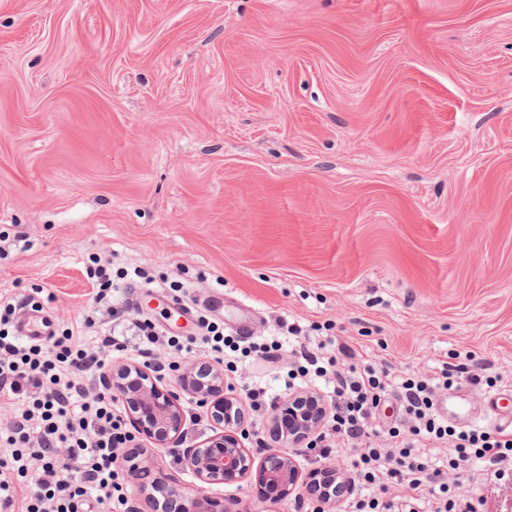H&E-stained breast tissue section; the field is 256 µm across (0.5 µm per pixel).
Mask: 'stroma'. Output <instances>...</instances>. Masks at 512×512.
Wrapping results in <instances>:
<instances>
[{
    "label": "stroma",
    "instance_id": "1",
    "mask_svg": "<svg viewBox=\"0 0 512 512\" xmlns=\"http://www.w3.org/2000/svg\"><path fill=\"white\" fill-rule=\"evenodd\" d=\"M0 233V296L91 349L99 327L152 321L165 385L211 361L166 343L200 338L199 318L279 342L281 360L225 374L265 392L248 447L301 343L453 371L492 428L486 399L512 395V0H0ZM96 257L153 282L115 280L99 310ZM119 466L135 512L156 477L197 486L139 433ZM460 492L512 512V470L468 466Z\"/></svg>",
    "mask_w": 512,
    "mask_h": 512
}]
</instances>
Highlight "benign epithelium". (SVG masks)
I'll return each instance as SVG.
<instances>
[{
  "instance_id": "obj_1",
  "label": "benign epithelium",
  "mask_w": 512,
  "mask_h": 512,
  "mask_svg": "<svg viewBox=\"0 0 512 512\" xmlns=\"http://www.w3.org/2000/svg\"><path fill=\"white\" fill-rule=\"evenodd\" d=\"M101 381L121 400L132 426L157 448H179L186 468L200 482L193 495H185L177 484L156 478L166 492L163 512L176 505V512H242L236 498H216L207 486L255 481L262 497L278 502L302 486L312 498L314 512H335L350 489V480L334 469L321 472L322 484L339 481L332 493L317 489L316 478L302 483V473L288 452L303 445L312 447L329 414L324 398L314 391L291 394L272 408L267 420L264 452L255 453L243 439L245 416L239 398L225 382L224 372L206 363L185 366L173 387L161 385L151 369L122 364L103 372ZM196 399L210 422L212 435L185 445L187 414L181 395Z\"/></svg>"
}]
</instances>
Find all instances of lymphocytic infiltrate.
I'll list each match as a JSON object with an SVG mask.
<instances>
[{"label": "lymphocytic infiltrate", "instance_id": "1", "mask_svg": "<svg viewBox=\"0 0 512 512\" xmlns=\"http://www.w3.org/2000/svg\"><path fill=\"white\" fill-rule=\"evenodd\" d=\"M16 311L13 303L0 301V400L16 405L0 437L11 449L0 459V512H13L20 499L25 512H78L91 488L97 492L94 512H112V498L122 490L117 450L131 436L118 399L90 392L81 379L104 367L106 351L125 350L126 344L108 333L89 351L66 332L25 346L7 330ZM318 372L336 396L331 422L318 436L330 448L361 444L381 399L395 388L403 395L405 429L391 430L386 446L363 447L351 462L380 490L350 494L349 512H480L478 500L458 493L462 465H482L490 476L512 468V431L448 425L435 413V391L425 381H392L373 365L346 368L333 356ZM443 443L448 461L441 464L437 452ZM61 448L66 457L58 456Z\"/></svg>", "mask_w": 512, "mask_h": 512}]
</instances>
